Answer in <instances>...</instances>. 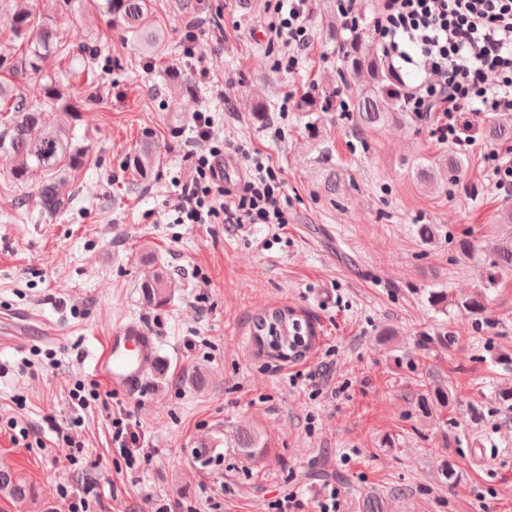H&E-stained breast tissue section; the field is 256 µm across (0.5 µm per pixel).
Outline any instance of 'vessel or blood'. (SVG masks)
I'll return each mask as SVG.
<instances>
[{"label":"vessel or blood","mask_w":512,"mask_h":512,"mask_svg":"<svg viewBox=\"0 0 512 512\" xmlns=\"http://www.w3.org/2000/svg\"><path fill=\"white\" fill-rule=\"evenodd\" d=\"M89 364L113 388L135 390L156 365L155 339L138 323L123 324L107 337L102 351L91 355Z\"/></svg>","instance_id":"obj_1"}]
</instances>
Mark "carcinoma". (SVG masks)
Segmentation results:
<instances>
[{
  "instance_id": "1",
  "label": "carcinoma",
  "mask_w": 512,
  "mask_h": 512,
  "mask_svg": "<svg viewBox=\"0 0 512 512\" xmlns=\"http://www.w3.org/2000/svg\"><path fill=\"white\" fill-rule=\"evenodd\" d=\"M99 8L110 16L112 24L140 38L137 51L158 50L159 37L151 28L148 0H104ZM341 70L353 104L356 130L374 132L390 121L405 117L400 95L402 76L374 48L366 35L352 31L340 43ZM53 66L46 67L47 61ZM0 68L19 83L0 82V154L9 162V175L18 182L36 179V206L50 216L73 206L74 196L64 190L66 171L85 162L86 154L73 143L74 135L65 122L48 125L47 112L68 116L75 103L94 93L112 79V68L99 67L98 51L88 32L61 29L54 21L34 11L31 0H0ZM131 184L146 180L153 168L149 147L130 156ZM466 168V159L454 152L440 153L416 167L417 179L435 184L458 176ZM494 268L512 271V237L498 240ZM142 294L157 305L167 303L171 286L164 274L144 276ZM254 344L266 357L284 363L305 359L316 347L318 332L308 317L290 306L261 310L252 320ZM452 394L437 391L422 397L419 405L426 413L433 406L450 404ZM238 450L247 457L263 453L261 437L254 431L236 436ZM0 491L25 500L33 494L21 477L0 470Z\"/></svg>"
}]
</instances>
